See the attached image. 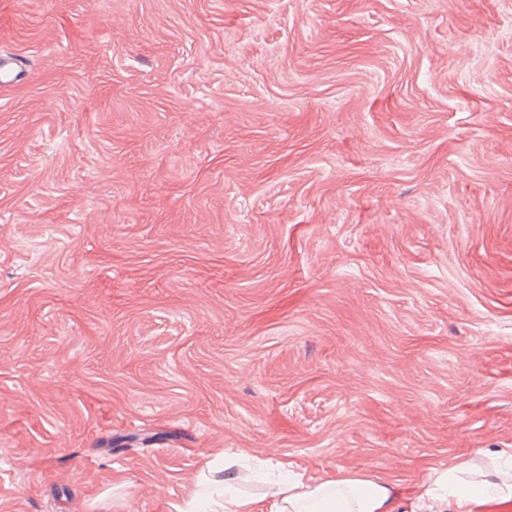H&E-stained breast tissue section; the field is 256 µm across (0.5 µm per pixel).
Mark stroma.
Masks as SVG:
<instances>
[{"instance_id":"35a3bbf8","label":"stroma","mask_w":512,"mask_h":512,"mask_svg":"<svg viewBox=\"0 0 512 512\" xmlns=\"http://www.w3.org/2000/svg\"><path fill=\"white\" fill-rule=\"evenodd\" d=\"M1 56L0 512L512 454V0H0Z\"/></svg>"}]
</instances>
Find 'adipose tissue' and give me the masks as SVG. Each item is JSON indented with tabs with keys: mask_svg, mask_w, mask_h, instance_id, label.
Masks as SVG:
<instances>
[{
	"mask_svg": "<svg viewBox=\"0 0 512 512\" xmlns=\"http://www.w3.org/2000/svg\"><path fill=\"white\" fill-rule=\"evenodd\" d=\"M462 465L430 473L421 484L418 512H472L482 499H512V479L492 473L481 481L459 479ZM396 494L380 479L336 478L306 483L288 476L274 483L267 494L268 512H395Z\"/></svg>",
	"mask_w": 512,
	"mask_h": 512,
	"instance_id": "adipose-tissue-1",
	"label": "adipose tissue"
}]
</instances>
